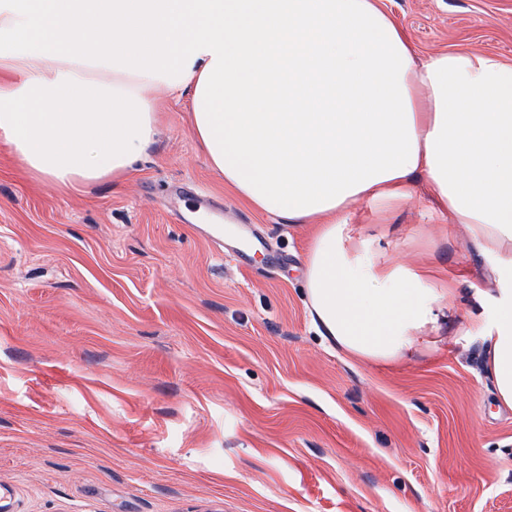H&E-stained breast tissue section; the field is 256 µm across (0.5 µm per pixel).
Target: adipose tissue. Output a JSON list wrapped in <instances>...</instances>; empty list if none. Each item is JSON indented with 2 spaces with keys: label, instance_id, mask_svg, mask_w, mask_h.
Returning a JSON list of instances; mask_svg holds the SVG:
<instances>
[{
  "label": "adipose tissue",
  "instance_id": "ef3b65f1",
  "mask_svg": "<svg viewBox=\"0 0 512 512\" xmlns=\"http://www.w3.org/2000/svg\"><path fill=\"white\" fill-rule=\"evenodd\" d=\"M158 91L187 97L211 169L240 199L313 225L307 303L345 354L404 359L458 297L430 266L353 243L359 203L385 222L425 182L512 270V62L455 49L416 63L378 0H0V137L34 178L126 176L155 141ZM486 350L512 408V298Z\"/></svg>",
  "mask_w": 512,
  "mask_h": 512
}]
</instances>
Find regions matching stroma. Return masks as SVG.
<instances>
[{
    "mask_svg": "<svg viewBox=\"0 0 512 512\" xmlns=\"http://www.w3.org/2000/svg\"><path fill=\"white\" fill-rule=\"evenodd\" d=\"M417 59L512 62V0H379ZM382 261L432 254L461 289L411 357L325 341L309 228L254 212L209 167L186 99L123 182H35L0 138V512H512V410L484 366L512 279L418 183Z\"/></svg>",
    "mask_w": 512,
    "mask_h": 512,
    "instance_id": "stroma-1",
    "label": "stroma"
}]
</instances>
